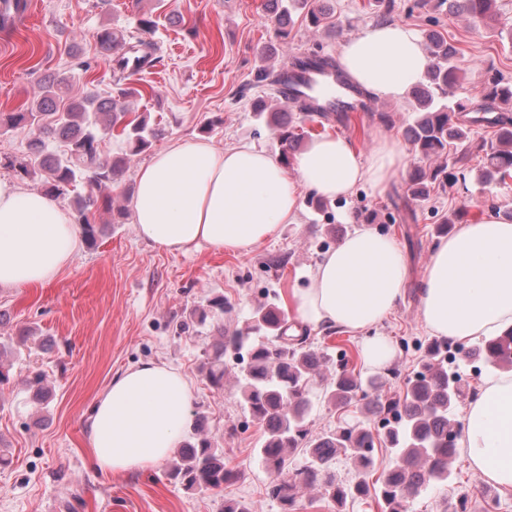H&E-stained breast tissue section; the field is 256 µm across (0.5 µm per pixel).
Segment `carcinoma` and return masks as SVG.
Wrapping results in <instances>:
<instances>
[{"instance_id":"obj_1","label":"carcinoma","mask_w":512,"mask_h":512,"mask_svg":"<svg viewBox=\"0 0 512 512\" xmlns=\"http://www.w3.org/2000/svg\"><path fill=\"white\" fill-rule=\"evenodd\" d=\"M268 14L278 25V36L288 37L286 22L292 10L304 6L307 0H267ZM495 0H448V12L467 18L478 26L494 14ZM99 49L112 52L118 42L117 33L110 27L101 28L96 36ZM427 51L432 58L422 83L411 91L416 117L407 128V139L412 149L424 160L430 161L448 154V145L466 141L469 126L486 123L496 129L491 142L481 141L475 150L484 153V165L478 180L483 185L502 184L512 174V116L500 114L486 117L498 104L512 103V86L492 83L485 89L483 100L475 109L477 115L468 116L464 100L451 101L448 92L461 85L462 69L456 65L459 48L446 38H428ZM154 44L139 41L128 52L112 59L117 77L133 74L157 62L153 57ZM333 70L339 76L347 74L330 57L320 55L294 56L289 68L276 74L260 72V81L275 83L286 75L288 85L298 83L309 70ZM66 82L57 78L41 87L39 96L24 112H0V130L19 125L30 127L33 134L28 158L9 162L21 177H41L46 192L55 199H65L78 185L85 184L91 191L76 194L73 202L76 221L89 247L97 244L105 225L91 221L89 215L99 210L112 212V198L101 194L123 172L126 159L104 156L99 150L103 135L118 131L133 154L149 149L152 143L165 135V129L149 124L145 116L126 119L125 100L139 94L132 87L121 88L118 95L99 100L93 95L73 98L64 111L58 110L57 100ZM255 111L266 115L267 124L277 132L282 145V161L289 163L304 139L296 132L297 126L286 111H267L265 102H255ZM60 139L66 150L62 154L45 153L47 135ZM457 182V177L436 166L430 171L417 168L410 176L409 190L417 199L425 197L430 184L437 181ZM288 319L274 304L259 307L249 330L260 334V339L249 342L241 333H220V338L207 352L203 372L207 382L224 387V354L248 347V362L239 380L242 399L250 415L266 429L267 438L260 448V456L271 474L269 489L277 499L282 512H290L295 501L308 490L321 489L332 501L343 505L350 498L365 496L368 485L359 481L345 485L336 480L333 462L338 456L353 460L366 470L372 464L373 433L355 428H340L314 438L307 427L310 407V387L314 379L327 372L333 374L326 386L328 401L344 407L353 401H364L370 414L386 413L394 421L385 425L383 440L397 456V465L381 482V512H407L408 499L420 493L430 482H445L451 476L450 461L457 453L459 427L454 418L456 407L465 397L456 372L448 371V347L433 346L428 350L423 370L407 383L403 399L384 402L376 394L377 381L362 383L348 369V361L333 364L328 354L307 345L306 335L288 334ZM468 356L486 367L512 371V332L484 338L470 347ZM301 452L305 464L291 475L286 474L288 456ZM169 475L188 489L221 491L224 485L235 481L238 473L224 464V449L203 434L196 425L194 436L187 440L172 460Z\"/></svg>"}]
</instances>
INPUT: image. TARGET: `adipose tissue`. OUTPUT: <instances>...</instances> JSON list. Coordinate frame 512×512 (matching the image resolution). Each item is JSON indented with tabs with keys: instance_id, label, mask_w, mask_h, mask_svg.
<instances>
[{
	"instance_id": "adipose-tissue-1",
	"label": "adipose tissue",
	"mask_w": 512,
	"mask_h": 512,
	"mask_svg": "<svg viewBox=\"0 0 512 512\" xmlns=\"http://www.w3.org/2000/svg\"><path fill=\"white\" fill-rule=\"evenodd\" d=\"M430 59L410 26L392 22L352 36L340 64L372 94L402 100L421 81ZM389 139L369 160L331 135L311 139L287 171L278 157L248 145L215 148L178 140L155 154L136 176L131 221L155 247L186 254L207 246L242 251L280 225L297 223L301 190L336 199L359 183L381 190L405 165ZM80 250L74 216L61 203L0 179V287L54 281ZM404 257L390 238L359 229L328 251L294 296L297 316L323 329L363 337L365 368L386 369L394 349L374 327L403 295ZM420 311L432 335L454 342L512 330V220L488 210L442 240L421 281ZM192 391L180 370L155 361L117 372L95 399L88 444L99 470L149 469L183 443L193 423ZM462 443L472 467L512 492V373L489 375L470 402Z\"/></svg>"
}]
</instances>
